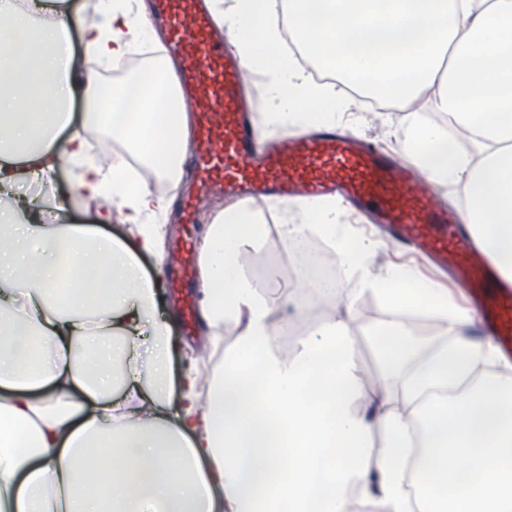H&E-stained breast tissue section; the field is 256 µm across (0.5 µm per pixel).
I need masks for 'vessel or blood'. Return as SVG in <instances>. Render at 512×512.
Segmentation results:
<instances>
[{"label": "vessel or blood", "instance_id": "vessel-or-blood-1", "mask_svg": "<svg viewBox=\"0 0 512 512\" xmlns=\"http://www.w3.org/2000/svg\"><path fill=\"white\" fill-rule=\"evenodd\" d=\"M168 30L163 53L179 55L196 113L192 163L200 194L242 199L323 196L392 228L399 243L450 265L483 311L499 351L512 357V292L500 289L490 255L470 245L454 213L424 177L374 144L326 127L254 149L256 120L243 69L215 39L200 0H155Z\"/></svg>", "mask_w": 512, "mask_h": 512}]
</instances>
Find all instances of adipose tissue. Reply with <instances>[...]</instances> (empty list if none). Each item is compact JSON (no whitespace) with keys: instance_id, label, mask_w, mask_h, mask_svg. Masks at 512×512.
Listing matches in <instances>:
<instances>
[{"instance_id":"obj_1","label":"adipose tissue","mask_w":512,"mask_h":512,"mask_svg":"<svg viewBox=\"0 0 512 512\" xmlns=\"http://www.w3.org/2000/svg\"><path fill=\"white\" fill-rule=\"evenodd\" d=\"M143 0H105L98 18L68 0H0V512H512V364L475 318L412 269L373 273L335 203L275 201L264 241L238 204L215 216L201 250V314L223 359L206 395L172 374V320L140 256L158 250L166 206L149 179L92 158L68 109L81 88L144 168L180 180L190 115L175 68L105 84L87 65L128 56L145 35ZM293 23L300 48L368 95L452 117L421 124L413 162L436 186L462 187L461 220L512 283V0H231L224 27L244 68L266 61ZM84 50L75 54L72 31ZM280 117L332 123L347 102L288 55L270 64ZM61 169L80 195L109 197L136 246L73 224L54 188L21 193ZM319 236L389 310L356 353L353 303L283 349L286 301L255 288L257 246ZM431 314L447 341L412 370L406 322ZM233 332L224 344L225 332ZM146 348L115 372V336ZM396 377L399 398L372 379ZM101 463L99 491L84 478Z\"/></svg>"}]
</instances>
